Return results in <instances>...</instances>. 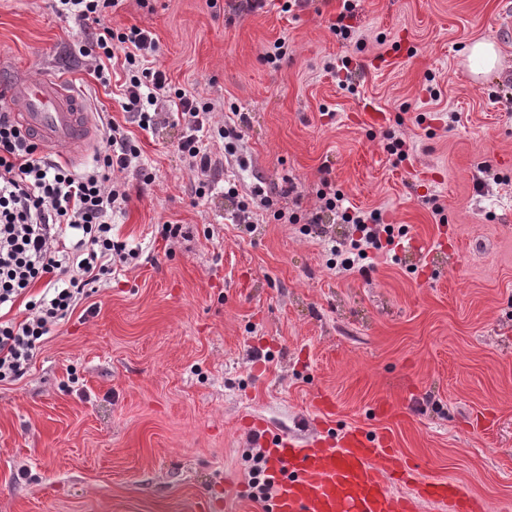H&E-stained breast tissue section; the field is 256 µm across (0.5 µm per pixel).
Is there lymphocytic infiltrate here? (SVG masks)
<instances>
[{
  "instance_id": "f902f5d3",
  "label": "lymphocytic infiltrate",
  "mask_w": 512,
  "mask_h": 512,
  "mask_svg": "<svg viewBox=\"0 0 512 512\" xmlns=\"http://www.w3.org/2000/svg\"><path fill=\"white\" fill-rule=\"evenodd\" d=\"M119 2L52 0L59 16L75 20L89 35L98 74H106L108 60L123 54L122 110L144 131L181 116L185 135L179 150L199 182L214 183L217 164L208 131L218 103L172 89L160 65L148 62L157 50L149 31L133 27L120 32L105 24L107 8ZM167 97L174 113L156 106ZM143 171L138 145L119 126H112L103 139L95 167L76 173L41 154L11 108L0 107V310H11L21 300L28 311L19 322L0 319V382L22 378L42 338L72 314L91 288L114 273L116 264L133 257V250L113 239L111 218L128 201L119 173ZM347 218L359 231L346 247L343 268L348 271L382 255L383 245L378 212L358 210ZM40 281L46 284L44 293L28 299V291Z\"/></svg>"
}]
</instances>
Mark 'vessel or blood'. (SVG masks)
Wrapping results in <instances>:
<instances>
[{"mask_svg":"<svg viewBox=\"0 0 512 512\" xmlns=\"http://www.w3.org/2000/svg\"><path fill=\"white\" fill-rule=\"evenodd\" d=\"M0 99L14 108L23 128L59 158L79 161L98 139V129L76 87L53 73L32 76L9 56H0ZM255 446L269 449L265 473L274 495L268 512H409L406 500L391 490L397 467L391 434L367 437L352 430L341 447L274 445L267 431ZM419 492L450 500L456 512H482L483 505L459 484L415 471Z\"/></svg>","mask_w":512,"mask_h":512,"instance_id":"1","label":"vessel or blood"}]
</instances>
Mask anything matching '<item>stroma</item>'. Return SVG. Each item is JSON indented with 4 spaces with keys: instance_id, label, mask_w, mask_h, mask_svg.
I'll list each match as a JSON object with an SVG mask.
<instances>
[{
    "instance_id": "35a3bbf8",
    "label": "stroma",
    "mask_w": 512,
    "mask_h": 512,
    "mask_svg": "<svg viewBox=\"0 0 512 512\" xmlns=\"http://www.w3.org/2000/svg\"><path fill=\"white\" fill-rule=\"evenodd\" d=\"M238 2L121 0L105 18L149 30L173 86L245 116L236 153L212 133L223 184L201 198L181 123L142 131L122 69L97 79L50 0H0V53L70 76L152 177L119 176L130 201L112 231L136 258L0 382V512H225L231 494L262 512L258 423L301 443L391 430L405 466L512 512V0H353L346 40L331 30L343 0ZM478 41L499 57L479 79ZM327 185L393 225L395 259L342 271L356 230L321 210ZM258 186L271 205L238 224Z\"/></svg>"
}]
</instances>
